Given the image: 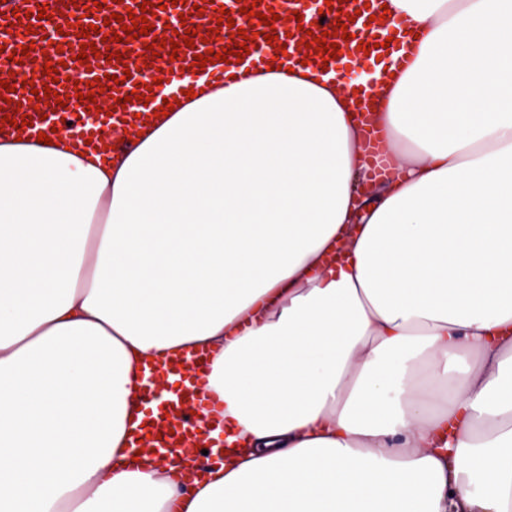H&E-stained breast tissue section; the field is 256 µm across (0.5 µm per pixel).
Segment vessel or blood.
I'll list each match as a JSON object with an SVG mask.
<instances>
[{
    "instance_id": "obj_1",
    "label": "vessel or blood",
    "mask_w": 512,
    "mask_h": 512,
    "mask_svg": "<svg viewBox=\"0 0 512 512\" xmlns=\"http://www.w3.org/2000/svg\"><path fill=\"white\" fill-rule=\"evenodd\" d=\"M143 0H76L75 5L66 4L65 0H0V37H8L14 46H27L30 49L20 67L22 74L28 73L30 65L44 66L51 62L57 64V75H42V83L52 84L54 91L67 96L66 105L49 109L46 117L38 113L27 114L18 112V104L28 103L32 96L30 85L22 84L20 78L12 80L10 88L0 87V112L11 115L13 123L11 132L22 139L37 140L39 133H50L58 128L66 133L82 138H99L101 128L114 124L133 121L138 114L136 101L129 95L138 85L144 83L146 75L139 69V60L146 53L147 45L158 47L160 57H177L181 65L193 63L195 55L208 54L209 47L203 42L195 46H184L185 32L193 26L216 27L221 14L233 17L236 27L249 32L250 40L242 37H228L224 40L227 50H234L236 45L247 44L249 52L243 59L244 65L259 69L269 58L283 55L285 62L298 63L304 60L319 62L318 53L306 55L296 50L290 28L284 24H276L275 43H267L262 36L264 28L260 15L270 10L280 9L285 0H205L202 10H194L195 0H172L166 9L157 10L155 16L149 17L152 29L148 34L139 35L132 40L116 43V51L122 52L121 61L107 63L105 58H97L93 71L88 72V79L102 78L105 87L111 88L114 99L111 115L100 116L98 124H90L86 120L87 107L79 99L71 96V84L68 80L70 70L67 66L73 56L79 55L81 48L70 45L67 36L55 30H45L44 20L38 19L39 4H46L48 13L54 21L73 20L81 25H96L97 30L91 33L90 40L101 44L103 37H110L121 32L122 25L116 22V15L126 12L140 14ZM380 0H335L332 8L314 16L302 19L304 30L312 31L314 37H321L323 32H337L339 17H348L347 31L349 37L341 41L336 54L337 59H346L349 52L357 46L369 47L370 58L380 59L385 64H395V54L400 48L399 42H391L389 47H375L373 34L379 31L381 23L378 19ZM254 7L255 15H247V7ZM186 14V21H179V14ZM178 42V49H171L162 43L163 38ZM207 364L205 353L197 352L188 357L167 358L146 363L142 369L144 382L142 397L152 400L153 383L158 374L182 377L185 369H192L190 379H184L182 386L175 391L164 411L154 417L151 424L135 430L129 440L133 450L142 456L156 458L166 452L188 454L199 448L212 445L211 412L215 409L214 400L203 390L199 373Z\"/></svg>"
}]
</instances>
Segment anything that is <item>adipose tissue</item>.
<instances>
[{
  "mask_svg": "<svg viewBox=\"0 0 512 512\" xmlns=\"http://www.w3.org/2000/svg\"><path fill=\"white\" fill-rule=\"evenodd\" d=\"M386 3L395 75L190 70L115 157L0 134V512H512V0ZM199 348L188 486L129 435Z\"/></svg>",
  "mask_w": 512,
  "mask_h": 512,
  "instance_id": "adipose-tissue-1",
  "label": "adipose tissue"
}]
</instances>
